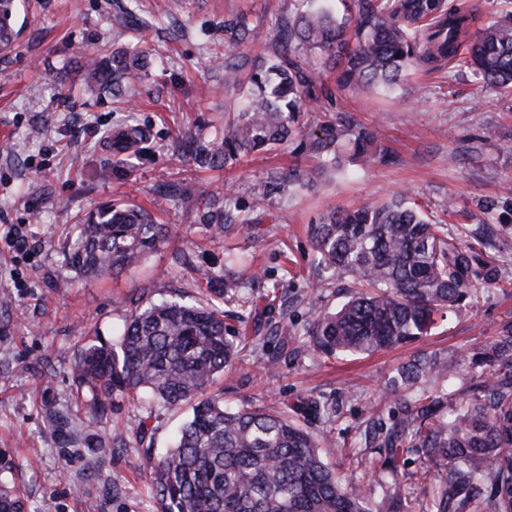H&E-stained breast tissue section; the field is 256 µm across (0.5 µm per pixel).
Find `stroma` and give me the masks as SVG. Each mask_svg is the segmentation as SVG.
<instances>
[{"label":"stroma","instance_id":"35a3bbf8","mask_svg":"<svg viewBox=\"0 0 512 512\" xmlns=\"http://www.w3.org/2000/svg\"><path fill=\"white\" fill-rule=\"evenodd\" d=\"M297 0H20L22 32L0 52V484L17 491L24 512H156L149 460L170 448L185 407L151 408L114 394L99 424L86 418L91 398L73 376L81 347L115 339L132 295H177L192 303L236 281L224 302L227 321L259 336L240 346L234 366L209 389L226 406L267 400L292 406L312 396L339 402L341 414L324 448L344 475L363 476L372 458L368 421L386 423L395 408L384 384L420 352L472 354L512 323V93L493 90L471 70L449 64L411 69L399 86L339 93L298 137L239 163L196 162L195 147L219 138L224 112L238 96L224 83V20L253 19L248 56L277 51L275 27ZM136 46L144 65L119 96L83 94L85 63ZM375 128L374 162L354 156L344 132L335 172L320 174L310 140L335 131L338 112ZM135 126L143 138L133 156L110 140ZM298 169L291 184L254 200V183ZM251 214L252 224L201 223L181 195ZM233 189L232 202L224 192ZM408 195L439 224H492L495 245L476 244L506 288L465 300L429 336L370 356L317 357L282 350L270 331L281 321L304 328L308 307L335 309L343 281L318 289L310 225L331 208ZM105 203L151 211L169 235L138 268L117 278L71 277L65 260L74 228ZM18 230L26 248L9 249ZM69 276V275H68ZM149 431L138 438L137 425ZM121 430L127 444L98 454Z\"/></svg>","mask_w":512,"mask_h":512}]
</instances>
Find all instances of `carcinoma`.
<instances>
[{
	"label": "carcinoma",
	"mask_w": 512,
	"mask_h": 512,
	"mask_svg": "<svg viewBox=\"0 0 512 512\" xmlns=\"http://www.w3.org/2000/svg\"><path fill=\"white\" fill-rule=\"evenodd\" d=\"M355 16L326 9L296 14L277 31L279 53L252 61L246 93L224 113L217 145L196 148L201 164L226 165L306 134L302 112L332 95L305 68L320 52L336 72V91L390 86L414 65L448 60L486 86L512 89V17L470 31L469 16L447 0H354ZM15 0H0V50L18 35ZM246 16L224 20V67L240 70L251 32ZM140 55L123 50L98 61L90 79L123 83L136 76ZM372 130L358 134L356 154L373 160ZM67 266L85 277L135 269L167 238L168 229L141 208L103 204L78 225ZM489 225L450 229L432 223L403 195L353 208L331 209L310 236L323 273L345 277L348 300L336 311L314 305L307 348L326 357L371 355L406 345L435 329L438 314L502 284L475 268L469 239L487 243ZM239 331L213 301H140L126 313L115 343H89L75 373L92 392L98 420L113 393H150L156 403L188 404L191 414L175 446L150 462L159 512H512V324L469 358L420 353L388 377L401 413L366 437L378 458L358 479L343 478L323 461L330 431L304 421L337 412L316 397L289 409L250 405L227 410L206 388L235 364ZM416 454V473L401 462ZM0 512H24L0 488Z\"/></svg>",
	"instance_id": "cac0c4a2"
}]
</instances>
